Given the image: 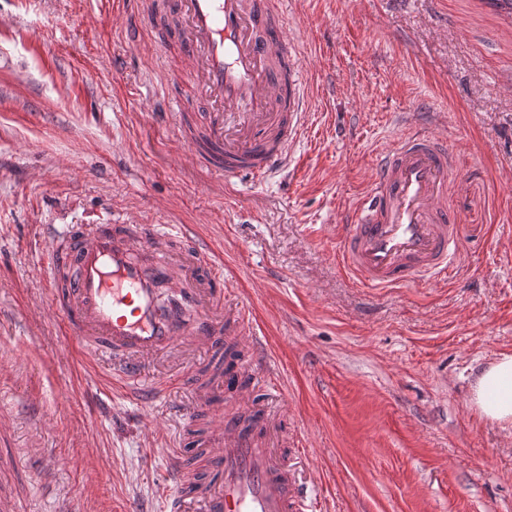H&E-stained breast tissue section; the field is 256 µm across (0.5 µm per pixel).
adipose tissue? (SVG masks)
Listing matches in <instances>:
<instances>
[{"label":"adipose tissue","instance_id":"ef3b65f1","mask_svg":"<svg viewBox=\"0 0 512 512\" xmlns=\"http://www.w3.org/2000/svg\"><path fill=\"white\" fill-rule=\"evenodd\" d=\"M471 401L483 417L512 426V355H501L482 371L473 385Z\"/></svg>","mask_w":512,"mask_h":512}]
</instances>
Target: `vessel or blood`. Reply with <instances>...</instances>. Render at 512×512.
Here are the masks:
<instances>
[{
	"instance_id": "b4317fda",
	"label": "vessel or blood",
	"mask_w": 512,
	"mask_h": 512,
	"mask_svg": "<svg viewBox=\"0 0 512 512\" xmlns=\"http://www.w3.org/2000/svg\"><path fill=\"white\" fill-rule=\"evenodd\" d=\"M145 0H125L124 27L136 38ZM170 22L165 42L176 45L182 66L174 82H187L207 107L187 160L228 177L259 181L285 166L300 137L307 110V82L279 10V0H162ZM456 159L440 136L408 130L376 162L369 195L342 219L340 260L369 288H389L423 275H444L459 249L456 208L450 205ZM160 225L71 224L48 236L40 276L47 304L61 315L67 334L83 351L113 366L126 389L156 396L164 385L144 388L151 359L189 336L223 348L227 303L223 268L209 250L179 233L170 252ZM263 362L257 350L224 374V391L248 396L249 380ZM192 390V409L213 400L211 386L181 377ZM260 425L237 413L221 415L196 461L185 449L170 458L175 490L167 512H308L300 449L288 455L270 444L277 423L259 400L251 402ZM219 475L204 484L197 470Z\"/></svg>"
}]
</instances>
